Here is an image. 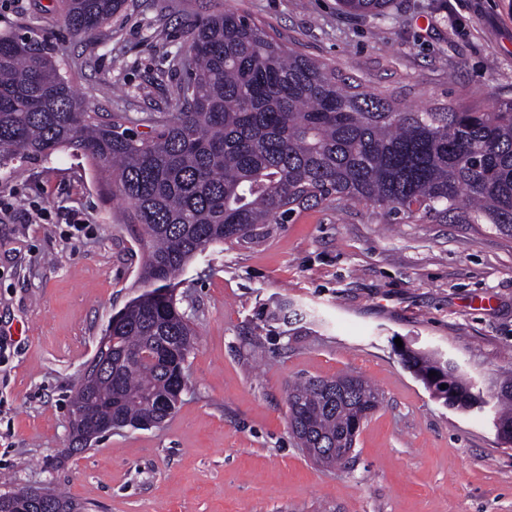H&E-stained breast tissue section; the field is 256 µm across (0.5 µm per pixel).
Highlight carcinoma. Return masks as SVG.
<instances>
[{
  "instance_id": "carcinoma-1",
  "label": "carcinoma",
  "mask_w": 512,
  "mask_h": 512,
  "mask_svg": "<svg viewBox=\"0 0 512 512\" xmlns=\"http://www.w3.org/2000/svg\"><path fill=\"white\" fill-rule=\"evenodd\" d=\"M351 15L382 16L393 0H338ZM126 0H60L74 37L110 22ZM183 81L150 131L123 112L89 108L74 89L79 68L23 25L0 31V165L71 150L112 175L140 228L143 288L112 316V364L90 392L75 389L81 425H134L176 409L196 343L177 306V274L208 246L247 241L262 224L328 198L365 203L387 217L487 224L512 239V99L491 109H407L346 84L336 69L289 48L245 14L204 8L178 53ZM404 366L450 408L492 406L512 431V373L491 395L460 366L403 345ZM436 375H430V372ZM289 426L317 465L349 458L353 430L381 394L359 375L310 378L288 388Z\"/></svg>"
}]
</instances>
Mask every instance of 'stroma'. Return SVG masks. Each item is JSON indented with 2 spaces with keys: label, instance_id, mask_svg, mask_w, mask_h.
I'll use <instances>...</instances> for the list:
<instances>
[{
  "label": "stroma",
  "instance_id": "35a3bbf8",
  "mask_svg": "<svg viewBox=\"0 0 512 512\" xmlns=\"http://www.w3.org/2000/svg\"><path fill=\"white\" fill-rule=\"evenodd\" d=\"M199 2L127 0L75 38L57 0H0V30L24 21L57 43L81 65L88 105L143 132L169 107ZM223 4L415 109L512 97V0H393L361 17L336 0ZM130 210L71 151L0 166V494L50 487L86 512H512V442L489 414L443 405L397 354L401 342L440 353L490 388L512 366V240L358 203H313L198 254L177 278L197 339L176 412L69 454L79 377L112 314L140 293ZM284 301L286 336L262 327ZM344 372L382 402L349 461L324 468L296 446L288 387Z\"/></svg>",
  "mask_w": 512,
  "mask_h": 512
}]
</instances>
